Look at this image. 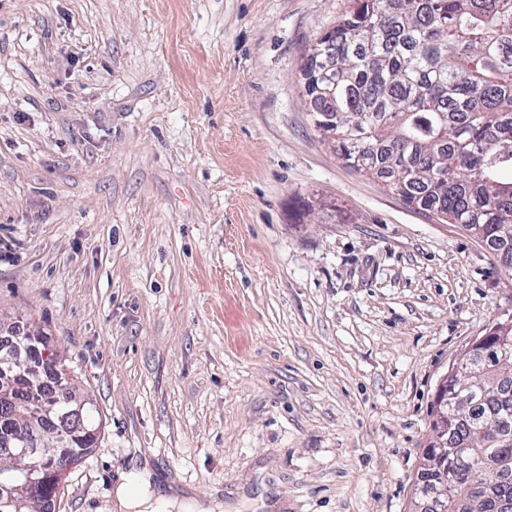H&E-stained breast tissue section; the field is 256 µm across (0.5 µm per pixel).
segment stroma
Listing matches in <instances>:
<instances>
[{"instance_id": "1", "label": "stroma", "mask_w": 512, "mask_h": 512, "mask_svg": "<svg viewBox=\"0 0 512 512\" xmlns=\"http://www.w3.org/2000/svg\"><path fill=\"white\" fill-rule=\"evenodd\" d=\"M350 0H0V318L101 420L56 512L121 477L225 512H417L443 378L512 277L314 130Z\"/></svg>"}]
</instances>
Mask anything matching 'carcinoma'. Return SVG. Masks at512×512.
<instances>
[{"instance_id":"1","label":"carcinoma","mask_w":512,"mask_h":512,"mask_svg":"<svg viewBox=\"0 0 512 512\" xmlns=\"http://www.w3.org/2000/svg\"><path fill=\"white\" fill-rule=\"evenodd\" d=\"M335 88L306 96L313 112L336 114L320 125L342 159L371 173L410 205L480 234L495 255L512 257V0H352L319 38ZM512 314L507 312L461 358L482 371L487 394L469 393L456 371L442 382L432 414L435 440L421 467L425 488L447 481L448 512H498L512 501ZM16 380L9 424L28 429L38 398ZM95 436L75 442L71 464L92 453Z\"/></svg>"}]
</instances>
